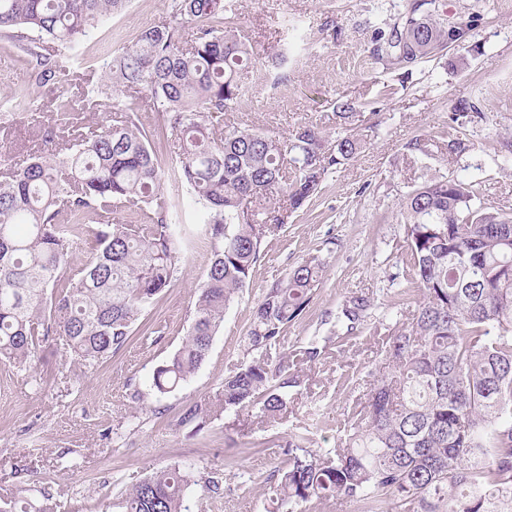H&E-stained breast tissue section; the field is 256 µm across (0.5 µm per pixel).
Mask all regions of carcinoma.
<instances>
[{
    "label": "carcinoma",
    "mask_w": 512,
    "mask_h": 512,
    "mask_svg": "<svg viewBox=\"0 0 512 512\" xmlns=\"http://www.w3.org/2000/svg\"><path fill=\"white\" fill-rule=\"evenodd\" d=\"M128 0H0V32L28 57L35 88L56 83L58 54L24 42V31L65 48L79 46ZM169 20L141 30L106 63L98 95L145 91L177 139V165L164 168L132 109L87 127L62 147L23 161L0 154V361L30 368L41 345L56 341L95 365L128 342L135 325L175 280L176 255L197 235L180 222L163 187L188 188L205 213L212 258L181 346L152 374L165 397L199 370L224 312L252 276L270 226L317 196L329 171L363 147L357 135L330 142L301 125L278 139L230 121L252 62L228 0H171ZM478 15L448 19L439 0L411 5L382 22L372 57L407 79L444 49L462 47ZM475 110L459 102L448 153L466 149L455 123ZM225 125L224 136L215 128ZM474 185L448 177L406 195L402 274L422 298L391 329L384 352L391 372L376 378L343 427L335 448H316L307 432L278 437L283 465L268 481L276 512H305L321 500L361 512H512V217L477 203ZM136 212L139 224L92 222ZM94 235L92 255L69 268L73 245ZM325 273L316 258L267 290L252 312L236 371L213 397L185 405L179 425L201 431L219 412L258 409L269 423L288 405L284 356L273 355L308 307ZM371 305L350 296L342 315L360 322ZM196 480L178 463L136 483L126 512H190Z\"/></svg>",
    "instance_id": "carcinoma-1"
}]
</instances>
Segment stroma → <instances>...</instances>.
I'll list each match as a JSON object with an SVG mask.
<instances>
[{"mask_svg":"<svg viewBox=\"0 0 512 512\" xmlns=\"http://www.w3.org/2000/svg\"><path fill=\"white\" fill-rule=\"evenodd\" d=\"M449 19L476 11L480 20L463 48H449L400 80L370 57L371 27L403 10L406 0H237L236 14L253 58L241 74L248 93L236 114L241 125L276 137L311 124L328 139L359 135L363 150L328 174L321 193L265 238L255 272L224 313V324L192 379L165 399L150 388L154 369L186 338L197 292L210 262L206 245L179 254L178 274L142 316L129 342L89 367L61 346L41 348L33 371L0 365V501L30 486L53 494L57 512H124L122 499L139 480L173 463L197 477L221 474L224 492L207 512H267L268 475L282 460L270 438L307 427L333 448L356 403L369 394L386 365L384 327L412 312L422 293L406 289L396 306L402 270L401 200L421 183L454 177L476 184L489 210L512 216V0H442ZM168 0H129L104 19L75 50L73 73L42 89L35 106L52 117L70 101L82 123L112 117V101L86 92L103 63L143 28L166 19ZM294 19L307 44L289 61L285 88L272 91L266 76L282 48V22ZM391 85L394 92L376 98ZM30 85L26 55L0 35V150L20 158L54 148L48 125L23 110ZM352 101V123L340 121L331 100ZM477 105L459 128L465 151L449 155L441 138L458 101ZM147 132H159L163 166L175 160V137L144 97L126 98ZM415 139L425 153H411ZM325 266L309 307L289 326L278 350L293 381L278 423L260 422L255 408L215 418L202 431L178 427L181 408L213 396L242 357L253 309L267 289L302 260ZM363 295L370 308L356 330L341 316L346 297ZM323 347L306 358L311 337Z\"/></svg>","mask_w":512,"mask_h":512,"instance_id":"1","label":"stroma"}]
</instances>
